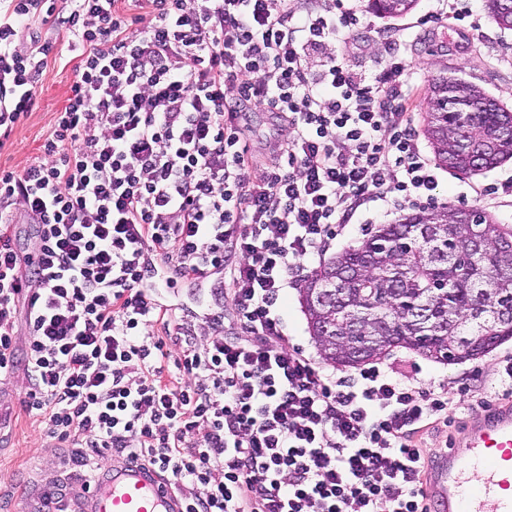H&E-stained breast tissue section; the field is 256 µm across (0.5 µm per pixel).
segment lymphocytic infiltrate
I'll return each mask as SVG.
<instances>
[{
    "mask_svg": "<svg viewBox=\"0 0 512 512\" xmlns=\"http://www.w3.org/2000/svg\"><path fill=\"white\" fill-rule=\"evenodd\" d=\"M359 25L344 0H0V148L59 36L77 60L40 155L0 167V381L23 373L49 437L153 469L182 512H431L419 433L512 397V357L476 399L336 375L284 331L287 288L360 210L441 203L401 34L369 74L336 49ZM251 112L287 130L263 162Z\"/></svg>",
    "mask_w": 512,
    "mask_h": 512,
    "instance_id": "lymphocytic-infiltrate-1",
    "label": "lymphocytic infiltrate"
}]
</instances>
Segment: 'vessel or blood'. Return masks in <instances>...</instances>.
<instances>
[{"mask_svg": "<svg viewBox=\"0 0 512 512\" xmlns=\"http://www.w3.org/2000/svg\"><path fill=\"white\" fill-rule=\"evenodd\" d=\"M425 491L438 512H512V407L476 418L463 449L441 454ZM56 512H179V506L166 481L122 461L92 492L73 480Z\"/></svg>", "mask_w": 512, "mask_h": 512, "instance_id": "1", "label": "vessel or blood"}]
</instances>
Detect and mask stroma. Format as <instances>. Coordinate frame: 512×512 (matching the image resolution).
Here are the masks:
<instances>
[{
	"label": "stroma",
	"instance_id": "obj_1",
	"mask_svg": "<svg viewBox=\"0 0 512 512\" xmlns=\"http://www.w3.org/2000/svg\"><path fill=\"white\" fill-rule=\"evenodd\" d=\"M368 2L357 0L363 25L348 35L339 48L352 64L372 73L385 54L381 27L402 29L404 53L412 59L416 70V118H423L428 86L443 70L449 76L477 84L487 95L512 109V31L501 30L491 19L488 0H460L478 22L475 30L456 27L445 19L422 23V16L435 9L434 0H418L414 10L395 19L380 17ZM71 57V52H64L62 61L43 74L35 109L0 149L1 165L20 168L39 155L55 112L66 105L71 94L74 78ZM245 135L257 155L263 158L277 150L286 131L268 114L254 112L248 119ZM510 176L512 160L470 177H459L443 168L439 171V193L447 204L478 208L497 222L512 225V196L491 199L479 193L484 185ZM505 355L512 356V341L481 359L458 364L437 363L399 349L379 359L378 365L415 373L423 380L451 384L464 381L480 395L496 380L497 362ZM23 396L22 375H15L9 383L0 386V415L5 418L4 426L0 427V512H17L16 491L22 484L39 481L48 485L64 481L75 472L73 448L47 436L39 417L23 410Z\"/></svg>",
	"mask_w": 512,
	"mask_h": 512
}]
</instances>
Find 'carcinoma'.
<instances>
[{
  "label": "carcinoma",
  "mask_w": 512,
  "mask_h": 512,
  "mask_svg": "<svg viewBox=\"0 0 512 512\" xmlns=\"http://www.w3.org/2000/svg\"><path fill=\"white\" fill-rule=\"evenodd\" d=\"M417 0H371L389 18ZM512 30V0H489ZM423 134L434 160L469 177L512 159V112L445 74L428 87ZM299 303L322 360L353 368L402 348L446 364L512 340V225L443 204L382 224L308 274Z\"/></svg>",
  "instance_id": "1"
}]
</instances>
